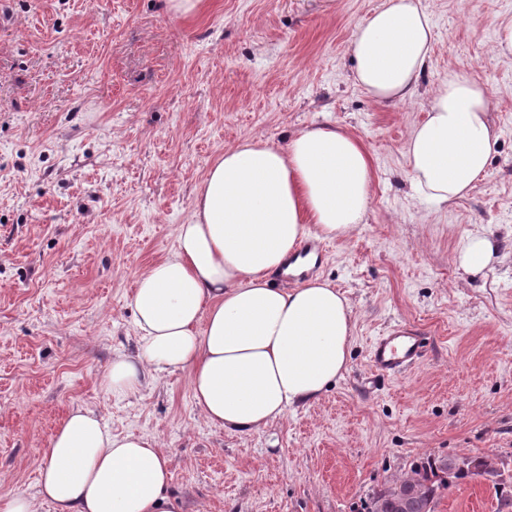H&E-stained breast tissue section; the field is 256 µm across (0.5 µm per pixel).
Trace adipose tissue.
<instances>
[{
  "mask_svg": "<svg viewBox=\"0 0 512 512\" xmlns=\"http://www.w3.org/2000/svg\"><path fill=\"white\" fill-rule=\"evenodd\" d=\"M422 0H382L360 22L350 54L355 84L376 102L414 96L433 49ZM484 83L450 72L413 125L408 175L421 202L442 207L468 196L487 174L498 135ZM373 185L356 136L333 124L304 129L286 144L246 137L213 162L173 252L135 280L131 354L113 357L101 384L139 396L148 380L189 373L205 421L258 433L318 400L342 379L353 347L354 311L328 281L282 287L273 276L309 233L348 235L363 223ZM492 235L475 227L454 257L478 274L503 261ZM39 491L20 492L0 512H185L171 461L157 435L118 436L96 409L71 411L39 464Z\"/></svg>",
  "mask_w": 512,
  "mask_h": 512,
  "instance_id": "ef3b65f1",
  "label": "adipose tissue"
}]
</instances>
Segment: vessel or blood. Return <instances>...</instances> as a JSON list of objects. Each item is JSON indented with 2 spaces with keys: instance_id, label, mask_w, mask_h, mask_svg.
<instances>
[{
  "instance_id": "b4317fda",
  "label": "vessel or blood",
  "mask_w": 512,
  "mask_h": 512,
  "mask_svg": "<svg viewBox=\"0 0 512 512\" xmlns=\"http://www.w3.org/2000/svg\"><path fill=\"white\" fill-rule=\"evenodd\" d=\"M424 355V336L414 326L399 323L372 342L370 368L380 375H397L419 363Z\"/></svg>"
}]
</instances>
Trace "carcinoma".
Here are the masks:
<instances>
[{"label": "carcinoma", "mask_w": 512, "mask_h": 512, "mask_svg": "<svg viewBox=\"0 0 512 512\" xmlns=\"http://www.w3.org/2000/svg\"><path fill=\"white\" fill-rule=\"evenodd\" d=\"M492 472V463L484 456L421 457L411 464L405 478L371 498L368 512H397L395 500L409 490L414 494L410 496L406 512H426L427 504L439 501L455 480Z\"/></svg>", "instance_id": "obj_1"}]
</instances>
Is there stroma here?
I'll return each instance as SVG.
<instances>
[{
    "instance_id": "1",
    "label": "stroma",
    "mask_w": 512,
    "mask_h": 512,
    "mask_svg": "<svg viewBox=\"0 0 512 512\" xmlns=\"http://www.w3.org/2000/svg\"><path fill=\"white\" fill-rule=\"evenodd\" d=\"M380 3L207 0L183 17L165 0H0V501L37 495L41 451L78 406L158 435L191 512H367L430 454L490 457L512 482V55L497 50L512 0H422L432 62L395 104L352 78V34ZM458 69L487 84L499 139L477 187L434 208L411 196L406 143ZM325 123L374 170L364 223L314 271L355 312L344 378L250 435L209 425L185 370L106 392V365L135 349L134 281L225 146ZM479 224L507 259L470 276L453 257ZM399 322L428 337L424 358L371 375L372 340ZM498 509L492 482L467 478L437 512Z\"/></svg>"
}]
</instances>
